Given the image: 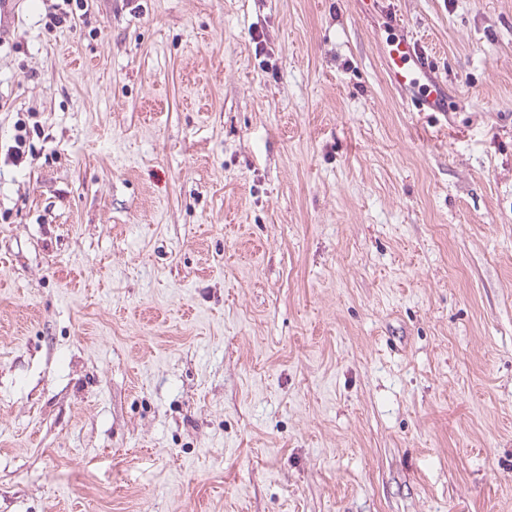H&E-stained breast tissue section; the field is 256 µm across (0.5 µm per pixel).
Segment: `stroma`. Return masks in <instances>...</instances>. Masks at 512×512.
<instances>
[{"mask_svg":"<svg viewBox=\"0 0 512 512\" xmlns=\"http://www.w3.org/2000/svg\"><path fill=\"white\" fill-rule=\"evenodd\" d=\"M53 2L0 42V512H512V0ZM423 54L422 47L417 41L400 39L390 50L387 60V72L391 82L397 87L418 88L417 70L420 69L418 59Z\"/></svg>","mask_w":512,"mask_h":512,"instance_id":"obj_1","label":"stroma"}]
</instances>
